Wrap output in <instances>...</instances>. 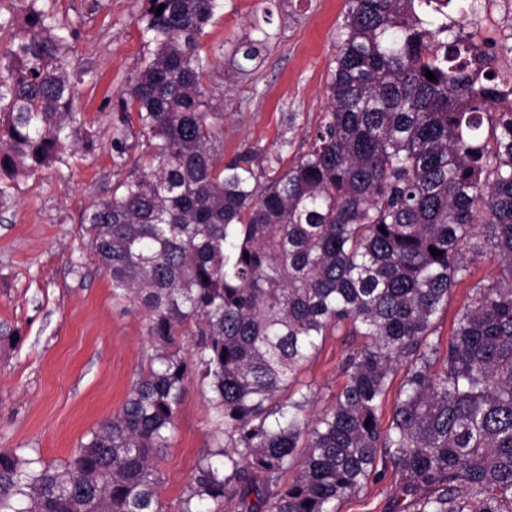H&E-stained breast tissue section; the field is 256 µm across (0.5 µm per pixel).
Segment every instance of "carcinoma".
Returning <instances> with one entry per match:
<instances>
[{
  "mask_svg": "<svg viewBox=\"0 0 512 512\" xmlns=\"http://www.w3.org/2000/svg\"><path fill=\"white\" fill-rule=\"evenodd\" d=\"M38 2L0 16L10 32L0 46L3 211L17 166L36 171L92 144L64 26ZM144 4L154 49L120 105L122 117L137 114L148 151L84 221L112 295L144 309L156 352L69 461L0 451V512H166L160 465L193 375L212 448L178 512H336L380 454L408 512H512V87L493 55L424 18V5L442 12L435 0H346L326 115L271 176L275 159L258 148L228 161L220 151L224 113L199 52L217 0ZM261 22V38L232 48L241 74L270 38ZM127 139L116 127L123 163ZM479 253L502 264L500 277L471 288L442 352L434 317ZM346 327L364 342L333 404L309 415V385L281 402ZM405 377V367H399L390 378V386L386 395L385 403L382 408V427H386L392 421L396 395L399 392Z\"/></svg>",
  "mask_w": 512,
  "mask_h": 512,
  "instance_id": "obj_1",
  "label": "carcinoma"
}]
</instances>
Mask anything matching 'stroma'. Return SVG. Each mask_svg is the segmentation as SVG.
Here are the masks:
<instances>
[{"mask_svg":"<svg viewBox=\"0 0 512 512\" xmlns=\"http://www.w3.org/2000/svg\"><path fill=\"white\" fill-rule=\"evenodd\" d=\"M346 0H270L271 38L255 68L232 71L226 56L252 35L259 0H221L201 53L211 61L206 85L224 110L225 158L257 147L286 170L322 121L327 72ZM66 19L70 62L83 75L76 104L91 133V151L17 176L13 202L0 214V323L19 341L0 343V450L56 466L69 460L93 430L123 406L133 379L154 348L143 309L112 297V282L93 255L84 218L123 181L129 166L112 148L119 96L153 45L143 0H39ZM499 264L476 256L470 275L451 290L435 319L441 342L454 334L475 284L496 279ZM360 337H327L306 364L302 381L316 391L311 414L341 389L342 365ZM211 446L209 411L198 379L185 384L172 445L161 465L160 497L176 512L195 466ZM401 477L378 462L375 477L336 504V512H402Z\"/></svg>","mask_w":512,"mask_h":512,"instance_id":"obj_1","label":"stroma"}]
</instances>
